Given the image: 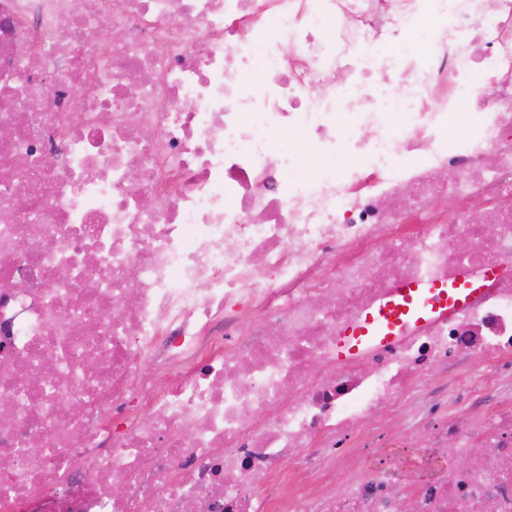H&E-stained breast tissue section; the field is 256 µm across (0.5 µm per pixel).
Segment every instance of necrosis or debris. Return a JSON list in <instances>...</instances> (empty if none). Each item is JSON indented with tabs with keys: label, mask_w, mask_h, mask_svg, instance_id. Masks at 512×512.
Returning <instances> with one entry per match:
<instances>
[{
	"label": "necrosis or debris",
	"mask_w": 512,
	"mask_h": 512,
	"mask_svg": "<svg viewBox=\"0 0 512 512\" xmlns=\"http://www.w3.org/2000/svg\"><path fill=\"white\" fill-rule=\"evenodd\" d=\"M475 360L512 386V0H0V512H512ZM423 427L437 480L343 477ZM476 280L455 284L409 281L382 304L345 325L336 337V360L346 362L388 346L435 318H450L483 293Z\"/></svg>",
	"instance_id": "necrosis-or-debris-1"
}]
</instances>
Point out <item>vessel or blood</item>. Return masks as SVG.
<instances>
[{
    "instance_id": "1",
    "label": "vessel or blood",
    "mask_w": 512,
    "mask_h": 512,
    "mask_svg": "<svg viewBox=\"0 0 512 512\" xmlns=\"http://www.w3.org/2000/svg\"><path fill=\"white\" fill-rule=\"evenodd\" d=\"M478 281L454 284L409 281L382 304L345 325L336 338V360L346 362L388 346L435 318H450L480 295Z\"/></svg>"
}]
</instances>
